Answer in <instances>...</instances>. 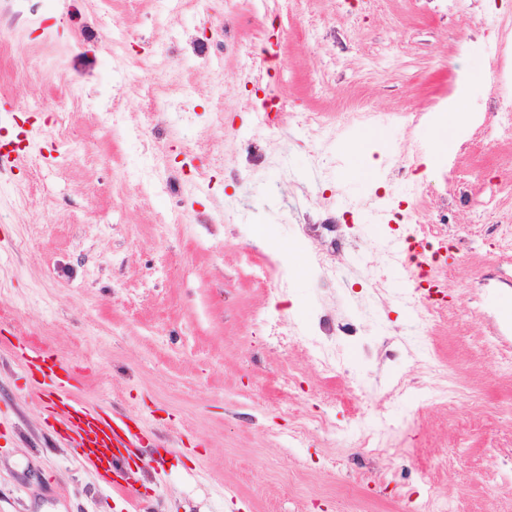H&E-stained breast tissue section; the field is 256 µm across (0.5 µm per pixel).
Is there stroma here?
I'll return each instance as SVG.
<instances>
[{
  "label": "stroma",
  "instance_id": "35a3bbf8",
  "mask_svg": "<svg viewBox=\"0 0 512 512\" xmlns=\"http://www.w3.org/2000/svg\"><path fill=\"white\" fill-rule=\"evenodd\" d=\"M282 0H0V93L37 117L32 155L0 169V326L40 336L79 375L88 404L147 431L133 480L105 484L47 419L0 346V512H407L397 486L424 472L420 496L450 512H512L493 472L512 459V0H460L444 14L414 0H294L275 44L263 30ZM239 47L225 49L222 27ZM211 31L208 57L186 49ZM170 53L163 81L187 86L155 112L133 74L142 52ZM284 109L264 125L245 88ZM470 87L469 122L430 155L444 101ZM122 89L120 125L139 131L175 192L136 191L139 147L101 129L91 101ZM63 105L68 146L50 116ZM371 113L387 134L370 179L348 177L343 146ZM318 112L312 136L303 114ZM430 165H422L423 157ZM345 224L327 235L326 216ZM273 230L260 243L255 227ZM428 231L446 240L436 269L448 298L427 325L394 246ZM294 246L302 279L277 246ZM333 259L335 282L313 268ZM267 277L256 283L251 266ZM355 320L321 372L306 342L320 316ZM267 317L286 330L267 341ZM404 345L399 361L382 344ZM461 393L416 400L432 376ZM382 429L365 448L353 420ZM335 423L321 430V420ZM304 426L301 447H288Z\"/></svg>",
  "mask_w": 512,
  "mask_h": 512
}]
</instances>
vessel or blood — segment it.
Instances as JSON below:
<instances>
[{
  "mask_svg": "<svg viewBox=\"0 0 512 512\" xmlns=\"http://www.w3.org/2000/svg\"><path fill=\"white\" fill-rule=\"evenodd\" d=\"M11 351L32 378L43 397L45 410L61 428L64 437L79 449L82 462L94 468L104 482L121 470L142 447L140 426L127 416L83 404L73 393L72 377L63 361L36 337L11 344Z\"/></svg>",
  "mask_w": 512,
  "mask_h": 512,
  "instance_id": "1",
  "label": "vessel or blood"
}]
</instances>
